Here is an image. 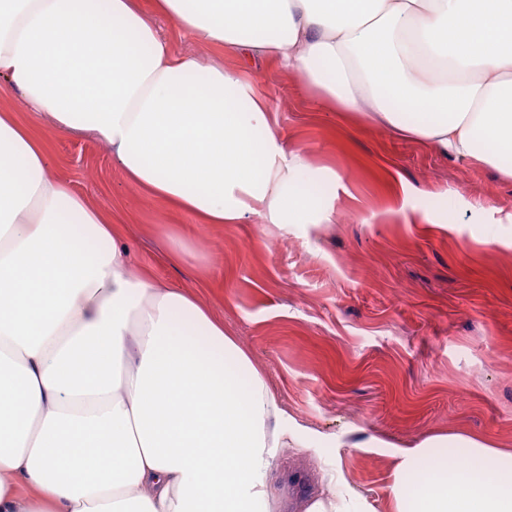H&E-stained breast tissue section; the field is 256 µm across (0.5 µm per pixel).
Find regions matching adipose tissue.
Listing matches in <instances>:
<instances>
[{"label": "adipose tissue", "instance_id": "ef3b65f1", "mask_svg": "<svg viewBox=\"0 0 512 512\" xmlns=\"http://www.w3.org/2000/svg\"><path fill=\"white\" fill-rule=\"evenodd\" d=\"M300 74L319 109L484 165L512 154V0H0V512H271L285 448L317 437L195 294L132 275L112 216L20 120L103 141L128 182L203 224H319L310 173L235 68ZM249 377L240 387L238 376ZM456 443L459 470L435 451ZM394 512H512V451L432 435L396 454ZM296 512H365L340 467ZM157 21L166 37L171 41L172 47L175 51L197 54L202 58H211L216 61L223 62L225 67H239L240 62L237 56L227 52L224 53L214 49L198 47L189 38L180 35L169 20L159 17L157 18Z\"/></svg>", "mask_w": 512, "mask_h": 512}]
</instances>
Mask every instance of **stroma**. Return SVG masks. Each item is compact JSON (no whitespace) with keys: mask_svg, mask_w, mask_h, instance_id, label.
<instances>
[{"mask_svg":"<svg viewBox=\"0 0 512 512\" xmlns=\"http://www.w3.org/2000/svg\"><path fill=\"white\" fill-rule=\"evenodd\" d=\"M247 78L288 146L335 172L329 222L203 227L128 185L103 142L36 128L55 174L111 209L132 273L200 292L288 413L334 436L283 449L278 492L321 458L391 512L394 447L462 434L512 449V179L317 111L275 64L254 61ZM172 236L201 262L172 261Z\"/></svg>","mask_w":512,"mask_h":512,"instance_id":"35a3bbf8","label":"stroma"}]
</instances>
